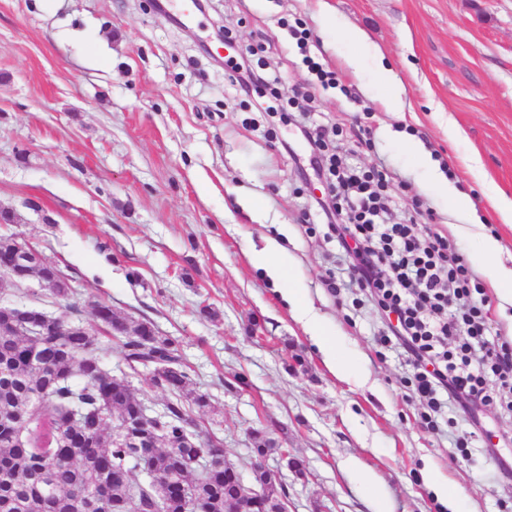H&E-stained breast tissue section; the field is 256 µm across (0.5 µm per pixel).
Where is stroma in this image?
I'll return each instance as SVG.
<instances>
[{
  "label": "stroma",
  "mask_w": 512,
  "mask_h": 512,
  "mask_svg": "<svg viewBox=\"0 0 512 512\" xmlns=\"http://www.w3.org/2000/svg\"><path fill=\"white\" fill-rule=\"evenodd\" d=\"M0 0V235H19L69 278L67 299L38 278L0 300L40 309L96 334L95 357L126 376L150 411L169 394L130 372L119 340L99 332L90 305L151 322L177 341L206 410L199 430L251 481L249 432L260 428L304 460L306 476L279 467L288 512H370L373 482L391 512H450L427 472L462 488L471 512H512V442L487 454L456 446L465 420L420 424L404 383L401 351L375 342L376 313L352 289L331 291L336 244L305 222L318 181L303 183L282 148L293 126L272 120L259 97L230 88L215 61L218 29L252 62L280 76V110L309 84L289 24L311 30L337 85L304 107L337 126L330 153L346 167L385 168L389 222L434 225L465 263L481 225L512 266V223L496 209L512 199V0ZM361 30L377 58L360 61L346 40ZM392 74L380 81L376 66ZM473 204L448 209L406 140ZM478 159L471 170L470 159ZM276 238L294 258L286 278L336 327L369 376L334 375L277 287L244 250Z\"/></svg>",
  "instance_id": "stroma-1"
}]
</instances>
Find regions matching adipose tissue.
Wrapping results in <instances>:
<instances>
[{
  "label": "adipose tissue",
  "mask_w": 512,
  "mask_h": 512,
  "mask_svg": "<svg viewBox=\"0 0 512 512\" xmlns=\"http://www.w3.org/2000/svg\"><path fill=\"white\" fill-rule=\"evenodd\" d=\"M250 260L255 268L263 270L273 282L282 285L284 298L295 310L327 367L341 376H358V364L353 357L343 352L335 330L316 316L311 303L300 289L285 287V269L290 262L285 250L275 240L270 239L261 249L251 250Z\"/></svg>",
  "instance_id": "obj_1"
}]
</instances>
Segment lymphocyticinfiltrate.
I'll return each mask as SVG.
<instances>
[{
  "mask_svg": "<svg viewBox=\"0 0 512 512\" xmlns=\"http://www.w3.org/2000/svg\"><path fill=\"white\" fill-rule=\"evenodd\" d=\"M328 172L335 194L318 202L315 217L338 247L336 285L364 291L387 327L379 344L404 351L424 426L437 429L449 411L477 432L483 411L512 412V346L491 339L488 298L474 271L441 233L385 223L381 172L334 162Z\"/></svg>",
  "mask_w": 512,
  "mask_h": 512,
  "instance_id": "f902f5d3",
  "label": "lymphocytic infiltrate"
}]
</instances>
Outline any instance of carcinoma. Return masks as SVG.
Segmentation results:
<instances>
[{
	"instance_id": "1",
	"label": "carcinoma",
	"mask_w": 512,
	"mask_h": 512,
	"mask_svg": "<svg viewBox=\"0 0 512 512\" xmlns=\"http://www.w3.org/2000/svg\"><path fill=\"white\" fill-rule=\"evenodd\" d=\"M123 356L134 372L144 368L153 387L171 395L148 426L156 435L150 447L113 442V428L135 419L144 402L123 378L107 373L92 354L87 336L57 335L43 324L33 336H0V413L15 412L24 423L21 439L0 431V512H78L80 494L109 482L110 496L98 512H155L164 487L187 486L190 496L162 504L164 512H229L238 494L225 476L220 443L200 448L181 445L190 416L183 400L204 409V393L190 389L187 366L175 340L156 335L148 322L129 326ZM253 487L263 491L267 512H282L288 487L274 479L268 457L282 455L279 442L252 432Z\"/></svg>"
}]
</instances>
